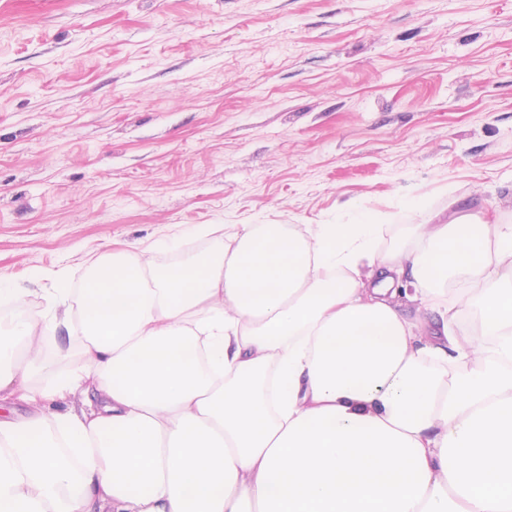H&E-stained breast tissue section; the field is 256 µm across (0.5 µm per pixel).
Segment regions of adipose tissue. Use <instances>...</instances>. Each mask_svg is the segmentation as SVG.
Instances as JSON below:
<instances>
[{
	"mask_svg": "<svg viewBox=\"0 0 512 512\" xmlns=\"http://www.w3.org/2000/svg\"><path fill=\"white\" fill-rule=\"evenodd\" d=\"M382 231L203 224L178 262L53 273L0 323V403L31 407L0 418V512H512V224Z\"/></svg>",
	"mask_w": 512,
	"mask_h": 512,
	"instance_id": "ef3b65f1",
	"label": "adipose tissue"
}]
</instances>
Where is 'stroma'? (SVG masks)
<instances>
[{
  "label": "stroma",
  "instance_id": "35a3bbf8",
  "mask_svg": "<svg viewBox=\"0 0 512 512\" xmlns=\"http://www.w3.org/2000/svg\"><path fill=\"white\" fill-rule=\"evenodd\" d=\"M512 222V0H0V282L199 224Z\"/></svg>",
  "mask_w": 512,
  "mask_h": 512
}]
</instances>
